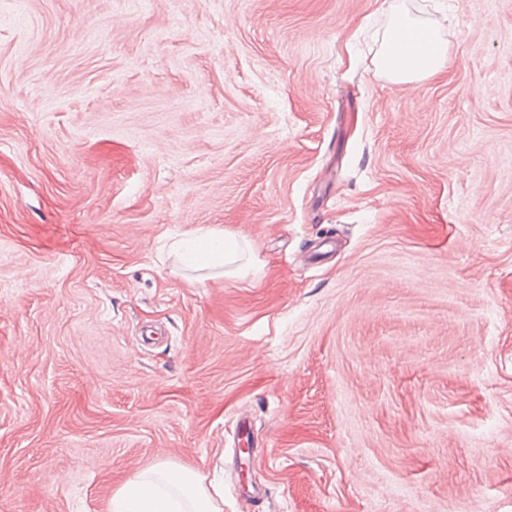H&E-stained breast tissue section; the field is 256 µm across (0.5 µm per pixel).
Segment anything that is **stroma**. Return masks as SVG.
Returning a JSON list of instances; mask_svg holds the SVG:
<instances>
[{"instance_id": "stroma-1", "label": "stroma", "mask_w": 512, "mask_h": 512, "mask_svg": "<svg viewBox=\"0 0 512 512\" xmlns=\"http://www.w3.org/2000/svg\"><path fill=\"white\" fill-rule=\"evenodd\" d=\"M381 2L0 0V512H512V0ZM387 28L379 68L396 83H411L434 75L445 66L447 43L432 23L395 12ZM181 258L194 270L223 268L238 259L239 242L233 234L221 230H207L195 239L180 241ZM223 493L199 472L169 463L128 481L112 498L113 512H222Z\"/></svg>"}]
</instances>
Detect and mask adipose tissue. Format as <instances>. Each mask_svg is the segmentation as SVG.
I'll list each match as a JSON object with an SVG mask.
<instances>
[{"instance_id":"adipose-tissue-1","label":"adipose tissue","mask_w":512,"mask_h":512,"mask_svg":"<svg viewBox=\"0 0 512 512\" xmlns=\"http://www.w3.org/2000/svg\"><path fill=\"white\" fill-rule=\"evenodd\" d=\"M447 60L438 24L396 12L387 28L379 67L396 83L434 75ZM187 267L202 270L234 264L239 243L232 234L207 230L180 242ZM223 493L199 472L160 463L123 485L112 499V512H223Z\"/></svg>"}]
</instances>
